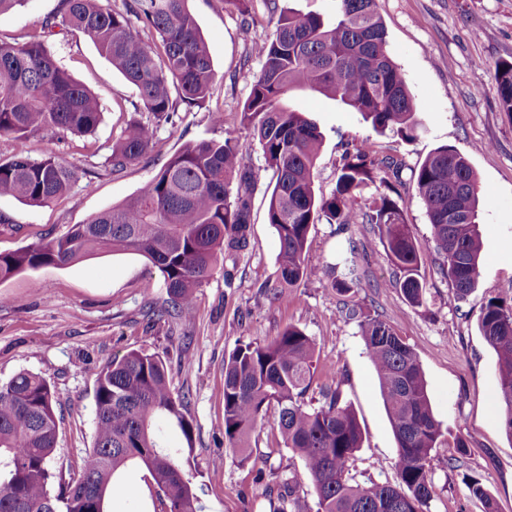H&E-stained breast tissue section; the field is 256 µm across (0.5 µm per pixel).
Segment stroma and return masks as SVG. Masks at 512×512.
<instances>
[{
    "mask_svg": "<svg viewBox=\"0 0 512 512\" xmlns=\"http://www.w3.org/2000/svg\"><path fill=\"white\" fill-rule=\"evenodd\" d=\"M377 4L389 51L407 75L423 125L419 137L408 143L376 133L358 112L316 92H293L287 102L308 113L324 136L314 167L316 189L324 195L336 185L346 149L365 138L378 156L401 160L409 170L441 146L469 157L481 186L477 222L483 249L481 275L463 300L440 273L425 207L411 187L400 206L422 256L421 305L409 304L392 287L394 268L368 224L311 225L307 257L314 276L277 301L267 297L266 286L278 278V241L267 221L265 194L273 186L272 172L239 125L252 75L261 67L254 47L273 29L265 0H249L245 15L232 0H188L208 43L216 82L205 102L179 108L172 123L158 127L149 155L118 174L106 168L113 144L130 122H151V114L137 111L135 88L90 40L71 31L49 37L54 57L98 98L104 119L95 134L61 141L47 132L23 140L0 136V162L20 151L34 159L53 153L80 170L70 194L46 207L0 196V253L63 236L73 225L122 204L191 141L232 133L245 145L258 178L248 246L199 288L189 323L150 321L148 301H164L167 294L158 269L138 255H99L0 282V381L28 370L53 386L60 419L54 468L80 477L93 446L97 375L113 359L141 351L167 359L173 391L187 397L193 452L183 471L200 493L202 512H271L270 499L288 477L300 484L302 512H317L303 460L272 426L276 410H269L267 424L252 434L249 461H241L224 440L225 359L239 342H262L296 326L315 343V386L307 404L317 407L318 385L333 381L363 430L352 474L363 484L395 481L396 441L375 369L358 320L342 315L324 272L352 244L368 252L360 292L365 314L381 316L414 350L445 429L437 453L448 463L431 475L430 512H483L466 485L469 476L486 487L497 512H512V436L496 411V355L478 330L489 298H512V116L502 110L495 81L497 63L512 60V0ZM59 5L60 0H25L0 14V41L41 33ZM217 109L224 112L220 127L210 119ZM459 436L467 442V453L458 459L454 441ZM123 484L107 512H156L157 488L145 469L128 471Z\"/></svg>",
    "mask_w": 512,
    "mask_h": 512,
    "instance_id": "stroma-1",
    "label": "stroma"
}]
</instances>
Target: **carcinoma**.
<instances>
[{
	"mask_svg": "<svg viewBox=\"0 0 512 512\" xmlns=\"http://www.w3.org/2000/svg\"><path fill=\"white\" fill-rule=\"evenodd\" d=\"M186 2L124 0V9L111 11L100 0H61L58 13L45 23L49 31L75 29L87 36L135 87L140 109L153 117L151 124L127 125L112 145L107 159L112 173L148 155L157 128L172 120L177 102L201 104L216 80L208 46ZM258 56L261 68L253 74L240 126L257 140L275 177L267 220L278 239L279 274L267 287L268 296L276 300L284 289L310 279L309 230L325 220L374 225L395 269V286L410 304H421V255L395 199L404 185L400 167L378 159L366 138L343 154L334 191L318 194L313 169L322 133L307 113L282 104L292 91L319 92L360 113L378 133L389 131L407 141L418 137L422 123L406 76L389 52L376 0H336L331 20L313 11L283 10L259 44ZM495 80L500 104L512 114V61L498 63ZM172 84L177 101L170 94ZM101 122L98 100L58 65L44 36L0 41V135L22 139L51 130L65 138L91 134ZM78 180L77 168L55 155L35 160L20 153L0 162V196L33 206L66 195ZM413 181L441 273L462 299L481 274L476 172L464 154L445 146L425 158ZM375 184L382 191L366 210L356 209L361 192ZM257 188L237 137L189 143L121 206L74 225L60 238L0 254V281L106 253L138 254L160 271L167 293L165 301L149 306V318L186 323L197 289L224 255L247 246ZM364 262L366 255L351 246L329 269V277L348 316L360 319L397 443L396 481L362 485L351 475L350 461L362 444L360 425L330 386L321 388L319 407H307L315 346L294 326L263 343L239 344L224 363V439L241 461L248 460L250 435L274 406V426L285 447L304 460L318 512H428L430 475L442 464L436 454L442 423L411 347L380 316L363 312L357 294ZM478 329L496 355L497 408L512 437V300L489 298ZM55 406L54 389L38 373L22 371L0 383V512H106L107 500L121 488L122 473L132 464L145 467L163 493L159 512H201L179 453L162 441L161 421L176 424L188 443L193 432L163 358L131 351L99 372L94 444L76 481L51 466L59 429ZM468 487L484 512H496L479 480H469ZM281 488L273 512H298L297 486L286 480Z\"/></svg>",
	"mask_w": 512,
	"mask_h": 512,
	"instance_id": "1",
	"label": "carcinoma"
}]
</instances>
